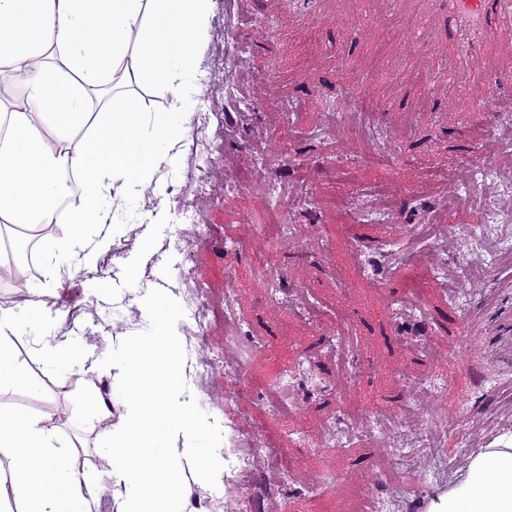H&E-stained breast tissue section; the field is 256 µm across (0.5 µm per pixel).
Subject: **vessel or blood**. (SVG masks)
<instances>
[{"instance_id":"b4317fda","label":"vessel or blood","mask_w":512,"mask_h":512,"mask_svg":"<svg viewBox=\"0 0 512 512\" xmlns=\"http://www.w3.org/2000/svg\"><path fill=\"white\" fill-rule=\"evenodd\" d=\"M400 31L421 40L447 37L452 48L449 66L431 68L429 80L440 83L443 75L466 82L480 80L487 90L494 115L512 113V95L502 88L512 83V70L500 67L486 49L489 35H496L502 47L512 46V0H431L433 24H422L404 0H388Z\"/></svg>"}]
</instances>
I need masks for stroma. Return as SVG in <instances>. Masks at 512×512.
<instances>
[{"instance_id":"stroma-1","label":"stroma","mask_w":512,"mask_h":512,"mask_svg":"<svg viewBox=\"0 0 512 512\" xmlns=\"http://www.w3.org/2000/svg\"><path fill=\"white\" fill-rule=\"evenodd\" d=\"M362 10L361 0H330L327 15L301 20L286 0H214L190 131L176 145L181 165L159 164L130 207L113 186L122 229L94 267L39 259L23 283L0 277V304L42 302L59 317L56 342H81L89 370L59 382L28 336L14 351L42 392L3 391L0 406L52 413L83 439L88 467L105 473L77 405L86 385L108 392L95 365L146 329L150 292L176 305L188 367H209L197 396L212 420L230 432L249 416L285 451L274 464L254 453L240 482L227 470L185 474L183 512L217 496L220 512H238L255 483L264 493L254 512H373L381 498L428 512L473 449L512 431V403L491 404L512 392V219L468 258L451 236L460 225L484 234L479 201L495 187L465 160L494 121L477 111L479 91L430 92L426 67L447 56V41L398 43L403 68L392 70L374 59L379 27ZM259 149L284 162L275 188L225 182V162L254 172ZM360 192L385 221L338 211ZM304 194L313 214L266 235L272 214L292 216ZM435 200L431 215L419 210ZM382 252L394 263L380 278L362 259ZM191 287L207 303L204 321ZM400 310L422 317V340L401 333ZM228 331L239 373L225 365ZM432 435L448 467L416 488Z\"/></svg>"}]
</instances>
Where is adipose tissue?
I'll return each instance as SVG.
<instances>
[{
  "instance_id": "adipose-tissue-1",
  "label": "adipose tissue",
  "mask_w": 512,
  "mask_h": 512,
  "mask_svg": "<svg viewBox=\"0 0 512 512\" xmlns=\"http://www.w3.org/2000/svg\"><path fill=\"white\" fill-rule=\"evenodd\" d=\"M39 42L0 47V76L12 90L0 98V223L53 224L77 179L85 198L69 216V239L39 242L49 261L91 263L112 225L110 187L123 178L134 201L151 184L159 161L178 166L177 142L189 132L197 90L196 60L209 42L214 0H112V58L102 62L87 38L102 0H39ZM191 15V47L157 43L182 10ZM161 85L176 105L147 112L132 84ZM149 330L114 348L98 364L112 382L108 394L88 387L83 426L110 462L105 477L80 462L81 441L67 440L52 414L0 409V512H98L108 483L118 512H181L184 468L211 476L224 440L199 406L186 378L181 341L171 329L174 303L148 300ZM55 320L41 303L0 305V391H36L10 338L41 339L45 368L67 381L82 372L80 344L52 342ZM125 414L111 424L113 403ZM429 512H512V436L476 448L461 475Z\"/></svg>"
}]
</instances>
